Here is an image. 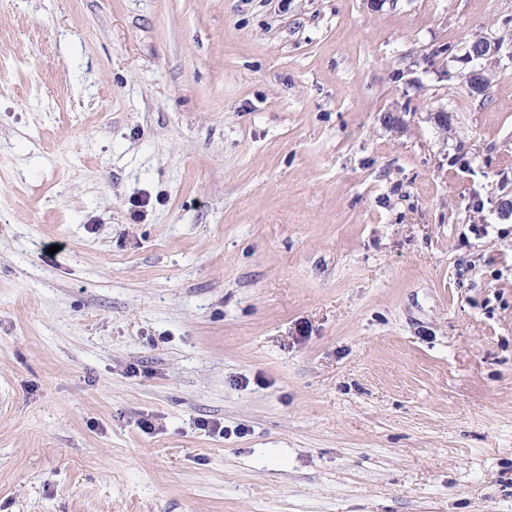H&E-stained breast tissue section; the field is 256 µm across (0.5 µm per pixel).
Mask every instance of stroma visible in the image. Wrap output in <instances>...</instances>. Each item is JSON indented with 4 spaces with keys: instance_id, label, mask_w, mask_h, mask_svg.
<instances>
[{
    "instance_id": "1",
    "label": "stroma",
    "mask_w": 512,
    "mask_h": 512,
    "mask_svg": "<svg viewBox=\"0 0 512 512\" xmlns=\"http://www.w3.org/2000/svg\"><path fill=\"white\" fill-rule=\"evenodd\" d=\"M476 36L512 0H0V512H512Z\"/></svg>"
}]
</instances>
